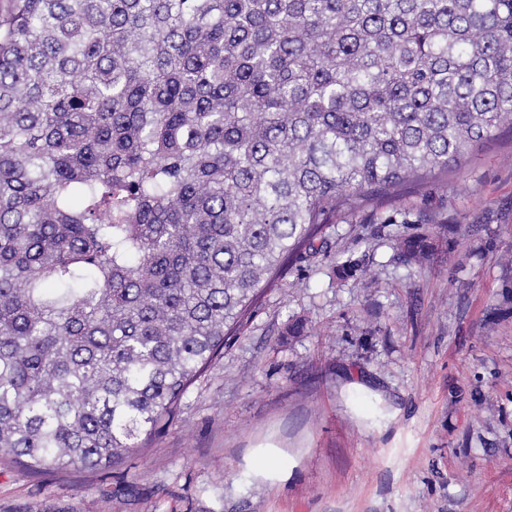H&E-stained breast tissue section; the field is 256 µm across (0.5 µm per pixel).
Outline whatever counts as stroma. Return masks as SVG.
<instances>
[{"mask_svg":"<svg viewBox=\"0 0 512 512\" xmlns=\"http://www.w3.org/2000/svg\"><path fill=\"white\" fill-rule=\"evenodd\" d=\"M419 234L432 255L398 260ZM0 512H512V128L336 213L148 447L0 463Z\"/></svg>","mask_w":512,"mask_h":512,"instance_id":"stroma-1","label":"stroma"}]
</instances>
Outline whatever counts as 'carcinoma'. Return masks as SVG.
<instances>
[{
	"mask_svg": "<svg viewBox=\"0 0 512 512\" xmlns=\"http://www.w3.org/2000/svg\"><path fill=\"white\" fill-rule=\"evenodd\" d=\"M506 123L512 0H9L0 459L148 447L334 213Z\"/></svg>",
	"mask_w": 512,
	"mask_h": 512,
	"instance_id": "carcinoma-1",
	"label": "carcinoma"
}]
</instances>
